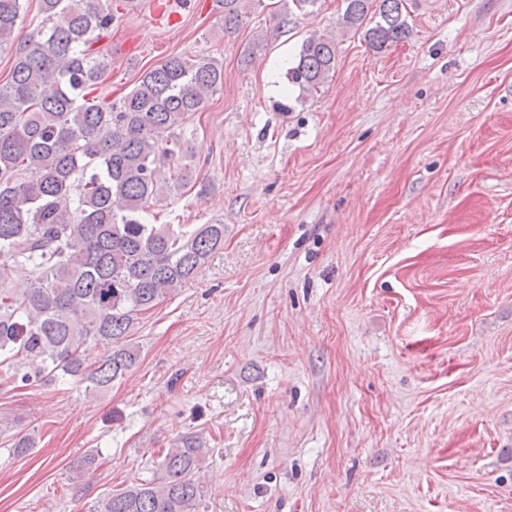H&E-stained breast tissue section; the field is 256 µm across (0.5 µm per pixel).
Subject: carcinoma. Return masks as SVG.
<instances>
[{
  "label": "carcinoma",
  "instance_id": "cac0c4a2",
  "mask_svg": "<svg viewBox=\"0 0 512 512\" xmlns=\"http://www.w3.org/2000/svg\"><path fill=\"white\" fill-rule=\"evenodd\" d=\"M41 25L22 33L25 0H0V49L14 51L0 83V388L63 374L106 390L135 366L138 315L193 280L224 246V225L149 224L148 209L192 180L194 144L182 135L224 85V67L185 54L144 72L121 99L98 92L108 60L94 44L115 21L104 0H40ZM337 24L364 30L381 52L409 35L405 0H343ZM317 0H287L278 28ZM224 32L243 24L244 0H217ZM378 17L363 28L368 14ZM336 69V42L306 38L288 84L319 91ZM173 166L169 181L158 169ZM23 271L29 288H12ZM107 348L94 357L89 351ZM209 449L184 435L162 450L153 477L112 491L88 512H200Z\"/></svg>",
  "mask_w": 512,
  "mask_h": 512
}]
</instances>
